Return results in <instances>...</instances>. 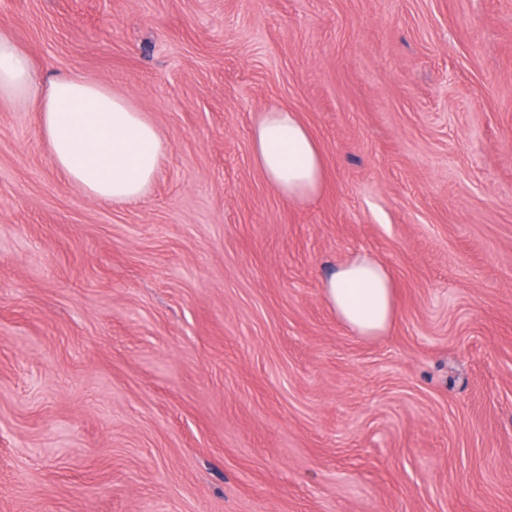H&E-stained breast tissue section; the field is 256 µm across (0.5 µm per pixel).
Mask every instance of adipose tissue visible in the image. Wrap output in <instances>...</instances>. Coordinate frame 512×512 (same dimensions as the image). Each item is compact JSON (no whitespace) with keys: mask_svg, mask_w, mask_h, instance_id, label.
Wrapping results in <instances>:
<instances>
[{"mask_svg":"<svg viewBox=\"0 0 512 512\" xmlns=\"http://www.w3.org/2000/svg\"><path fill=\"white\" fill-rule=\"evenodd\" d=\"M0 100L34 104L54 166L89 197L115 204L147 192L169 144L125 96L75 75L39 81L29 56L0 33ZM254 162L285 200L319 195L324 157L297 113L277 107L259 113L251 129ZM338 322L362 337L385 334L395 323L394 280L383 263L358 255L323 281Z\"/></svg>","mask_w":512,"mask_h":512,"instance_id":"1","label":"adipose tissue"}]
</instances>
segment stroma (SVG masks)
<instances>
[{
  "label": "stroma",
  "instance_id": "obj_1",
  "mask_svg": "<svg viewBox=\"0 0 512 512\" xmlns=\"http://www.w3.org/2000/svg\"><path fill=\"white\" fill-rule=\"evenodd\" d=\"M0 32L170 143L99 201L0 101V512H512V0H0ZM272 107L311 201L253 162ZM357 254L382 336L323 297ZM250 139L255 165L282 198L297 203L319 195L324 157L296 112L277 107L260 112ZM321 288L338 322L358 336H381L395 323L394 280L373 257L357 255L338 264Z\"/></svg>",
  "mask_w": 512,
  "mask_h": 512
}]
</instances>
